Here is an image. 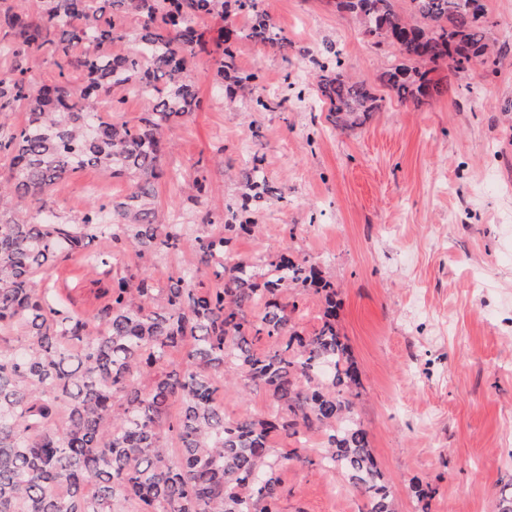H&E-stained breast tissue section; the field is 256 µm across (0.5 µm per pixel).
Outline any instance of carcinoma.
<instances>
[{"label":"carcinoma","instance_id":"carcinoma-1","mask_svg":"<svg viewBox=\"0 0 512 512\" xmlns=\"http://www.w3.org/2000/svg\"><path fill=\"white\" fill-rule=\"evenodd\" d=\"M0 0V42L14 64L0 70V115L21 107L26 122L0 134V155L12 174L0 180V512H280L278 471L332 465L345 473L366 512H396L393 488L374 460L368 432L356 418L360 373L336 322V289L306 259L260 252L245 258L235 241L258 233L254 207L282 196L269 185L264 155L251 148L245 191L217 215L221 234L200 230L190 260L164 288L138 265L103 289L105 304L77 315L36 275L60 258L90 252L98 238L112 250L142 256L180 249L184 224H164L155 184L164 135L200 108L189 62L213 43L218 77L233 95L256 93L258 70H240L228 44L247 40L290 59L294 45L258 0ZM336 0L365 34L398 47L404 62L382 82L402 102L443 93L433 77L446 60L454 74H498L502 53L487 42L482 0ZM248 19L220 27L208 41L209 17ZM140 28L129 34L127 20ZM128 39L123 54L112 51ZM30 54L50 58L52 76L37 80ZM326 45L317 62L318 90L341 129L364 125L378 109L363 80L345 76ZM142 93L150 112L140 124L110 121L98 108L113 87ZM84 167L126 177L130 192L95 201L77 224L45 210L42 198ZM209 270L205 288L199 272ZM300 288L321 298L318 324L296 328ZM260 314H255V311ZM189 342L184 359L172 353ZM226 387L269 399L261 414L224 416ZM319 433L321 446L287 454L271 435Z\"/></svg>","mask_w":512,"mask_h":512}]
</instances>
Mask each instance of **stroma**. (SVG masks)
Returning <instances> with one entry per match:
<instances>
[{"label": "stroma", "mask_w": 512, "mask_h": 512, "mask_svg": "<svg viewBox=\"0 0 512 512\" xmlns=\"http://www.w3.org/2000/svg\"><path fill=\"white\" fill-rule=\"evenodd\" d=\"M489 41L508 43L497 75H455L422 104L400 102L382 83L401 63L374 45L334 0H260L298 53L248 41L234 52L263 74L268 110L220 96L212 55L191 64L205 106L167 131L158 215L183 214L197 230L239 198L246 149L261 144L283 198L258 210L257 237L240 255L285 250L325 262L338 290V325L361 375L358 418L398 512H418L414 483L435 490L430 512H496L512 483V0H484ZM333 45L345 75L364 80L379 108L362 127L335 128L317 97L312 64ZM207 177L200 204L179 187ZM130 190L86 167L53 185L44 204L77 222L92 198ZM79 311L100 304L103 270L79 255L37 275ZM281 512H361L347 478L286 465Z\"/></svg>", "instance_id": "obj_1"}]
</instances>
